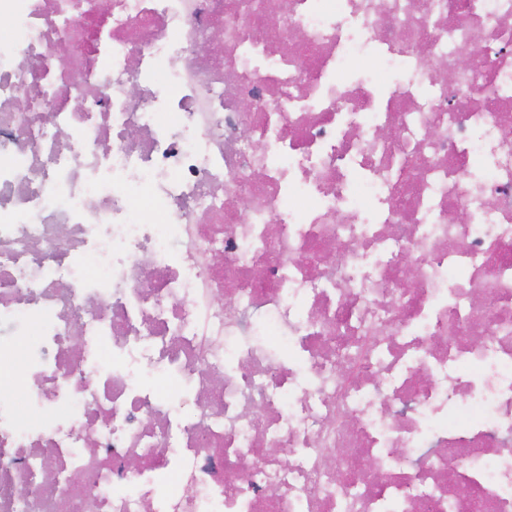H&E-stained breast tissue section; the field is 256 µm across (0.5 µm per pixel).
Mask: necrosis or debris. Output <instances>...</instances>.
Here are the masks:
<instances>
[{
    "label": "necrosis or debris",
    "instance_id": "4bbe7bcc",
    "mask_svg": "<svg viewBox=\"0 0 512 512\" xmlns=\"http://www.w3.org/2000/svg\"><path fill=\"white\" fill-rule=\"evenodd\" d=\"M0 19V512H512V0Z\"/></svg>",
    "mask_w": 512,
    "mask_h": 512
}]
</instances>
